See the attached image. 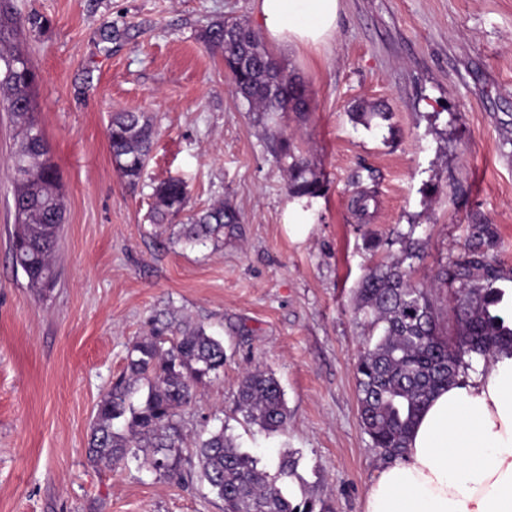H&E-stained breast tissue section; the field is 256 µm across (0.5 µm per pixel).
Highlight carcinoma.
Returning a JSON list of instances; mask_svg holds the SVG:
<instances>
[{"label":"carcinoma","mask_w":512,"mask_h":512,"mask_svg":"<svg viewBox=\"0 0 512 512\" xmlns=\"http://www.w3.org/2000/svg\"><path fill=\"white\" fill-rule=\"evenodd\" d=\"M22 21L0 6V59L18 58L15 72L0 79V105L11 112L19 137L11 153L14 233L13 263L31 287L55 286L54 257L65 222L63 186L51 147L34 106L37 74L26 55L11 43ZM206 42L224 56L235 88L249 110L273 122L280 112H304L306 89L300 79L285 75L260 44L257 35L225 19L212 24ZM156 135L154 118L144 112H118L108 127L112 162L130 184L141 177ZM273 148L288 176V190L297 198L316 197L323 184L307 159L295 154L290 141L271 131ZM150 220L163 224L185 211V183L169 178L153 189ZM238 216L221 203L196 212L173 231L185 245L224 243V225ZM494 224H474L463 253L444 272L453 288L457 332L450 341L441 332L430 287L416 284L405 261L420 256V243L410 240L403 259L369 270L357 292V309L371 316L379 331L356 364L359 415L373 446L387 460L401 457L408 439L433 394L454 381L472 359L485 366L512 359V269L497 260ZM224 371V340L204 322L174 315L153 323L150 335L127 346L123 373L97 404L88 446L96 466L116 467L142 461L159 477L181 479L187 458L181 415L198 387ZM238 410L249 425L268 433L283 432L291 419L284 393L274 375L247 371L238 390ZM199 478L224 502V512H324L304 498L292 500L277 485L297 475L298 460L285 451L275 474L260 460L237 448L227 428L205 431L194 442Z\"/></svg>","instance_id":"obj_1"}]
</instances>
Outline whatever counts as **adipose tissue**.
Segmentation results:
<instances>
[{"mask_svg":"<svg viewBox=\"0 0 512 512\" xmlns=\"http://www.w3.org/2000/svg\"><path fill=\"white\" fill-rule=\"evenodd\" d=\"M338 12L339 0H257L284 50L327 42ZM365 512H512V362L430 400L406 454L368 486Z\"/></svg>","mask_w":512,"mask_h":512,"instance_id":"adipose-tissue-1","label":"adipose tissue"}]
</instances>
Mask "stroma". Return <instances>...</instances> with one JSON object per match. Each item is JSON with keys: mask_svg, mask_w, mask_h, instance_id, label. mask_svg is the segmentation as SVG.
<instances>
[{"mask_svg": "<svg viewBox=\"0 0 512 512\" xmlns=\"http://www.w3.org/2000/svg\"><path fill=\"white\" fill-rule=\"evenodd\" d=\"M41 27L16 39L38 74L36 105L63 183L60 281L38 298L12 261L9 158L17 128L0 111V512H223L198 477L158 478L132 461L94 467L96 406L126 346L172 313L224 340V372L182 414L187 440L223 420L241 450L275 470L295 451L293 500L364 512L386 466L359 418L355 362L372 338L356 308L368 268L424 244L414 281L431 285L443 334L453 298L435 285L471 225L498 228L512 267V0H340L326 46L266 51L308 94L276 127L323 182L288 193L265 125L234 92L213 23L263 28L256 0H7ZM388 121L356 123L358 107ZM151 115L158 136L136 185L112 164L115 112ZM182 179L192 210L223 202L240 221L224 243L187 246L152 224L151 193ZM366 197L367 208L354 201ZM278 379L292 418L282 435L246 426L244 372Z\"/></svg>", "mask_w": 512, "mask_h": 512, "instance_id": "35a3bbf8", "label": "stroma"}]
</instances>
